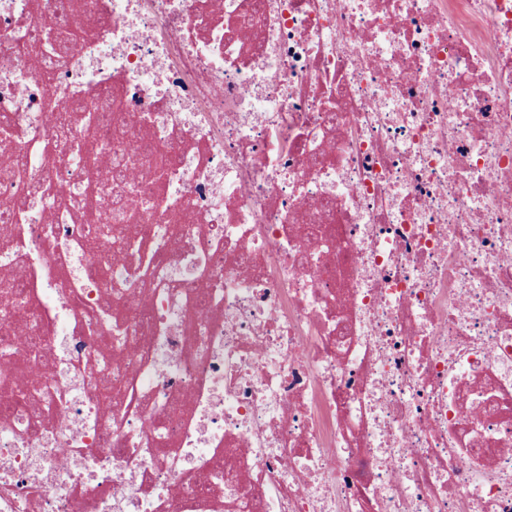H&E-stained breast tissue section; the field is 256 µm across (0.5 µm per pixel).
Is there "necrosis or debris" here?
Returning a JSON list of instances; mask_svg holds the SVG:
<instances>
[{
	"instance_id": "4bbe7bcc",
	"label": "necrosis or debris",
	"mask_w": 512,
	"mask_h": 512,
	"mask_svg": "<svg viewBox=\"0 0 512 512\" xmlns=\"http://www.w3.org/2000/svg\"><path fill=\"white\" fill-rule=\"evenodd\" d=\"M72 95L162 150L125 237ZM18 154L0 512H512V0H0Z\"/></svg>"
}]
</instances>
